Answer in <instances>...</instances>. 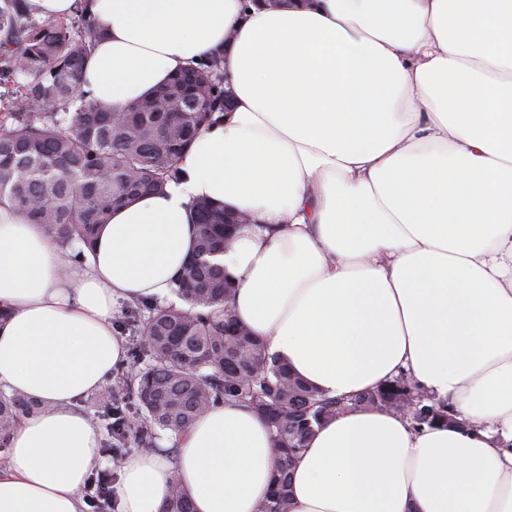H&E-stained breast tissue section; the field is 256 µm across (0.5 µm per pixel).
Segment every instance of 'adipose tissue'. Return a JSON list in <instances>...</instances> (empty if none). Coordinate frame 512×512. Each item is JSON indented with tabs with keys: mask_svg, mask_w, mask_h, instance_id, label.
Instances as JSON below:
<instances>
[{
	"mask_svg": "<svg viewBox=\"0 0 512 512\" xmlns=\"http://www.w3.org/2000/svg\"><path fill=\"white\" fill-rule=\"evenodd\" d=\"M89 100L115 112L221 54L232 107L178 181L117 209L78 278L0 207V391L41 405L8 440L0 512H85L103 466L76 402L124 365L117 305L167 302L206 199L249 216L218 258L233 313L308 386L407 374L459 424L348 408L291 471L292 512H512V0H86ZM266 421L227 401L175 453L126 456L119 512H258Z\"/></svg>",
	"mask_w": 512,
	"mask_h": 512,
	"instance_id": "1",
	"label": "adipose tissue"
}]
</instances>
